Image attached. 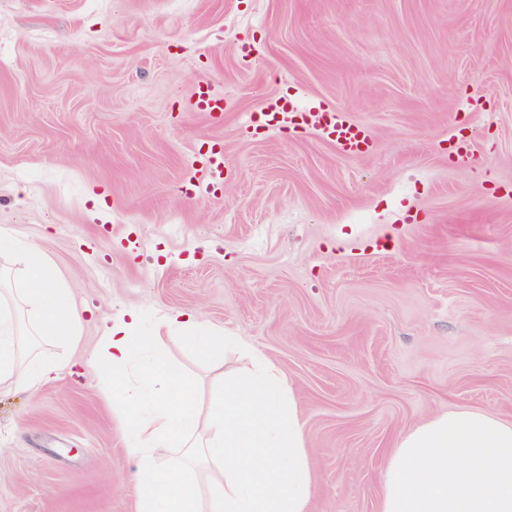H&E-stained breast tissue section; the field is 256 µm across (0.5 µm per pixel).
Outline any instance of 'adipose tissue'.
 Returning a JSON list of instances; mask_svg holds the SVG:
<instances>
[{
    "mask_svg": "<svg viewBox=\"0 0 512 512\" xmlns=\"http://www.w3.org/2000/svg\"><path fill=\"white\" fill-rule=\"evenodd\" d=\"M1 256L26 272L27 283L18 291L22 316L0 303V383L30 387L59 366L34 338L75 341L82 318L41 249L0 229ZM189 319L165 316L153 336L139 334L134 315L99 326L96 363L112 371L139 463L137 512H309L305 424L286 374L239 337H191L204 356L232 348L251 364L225 381L208 427H201L193 389L158 336ZM379 512H512V422L462 410L417 424L388 454Z\"/></svg>",
    "mask_w": 512,
    "mask_h": 512,
    "instance_id": "adipose-tissue-1",
    "label": "adipose tissue"
}]
</instances>
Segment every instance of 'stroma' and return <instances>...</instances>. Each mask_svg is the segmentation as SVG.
I'll use <instances>...</instances> for the list:
<instances>
[{
  "mask_svg": "<svg viewBox=\"0 0 512 512\" xmlns=\"http://www.w3.org/2000/svg\"><path fill=\"white\" fill-rule=\"evenodd\" d=\"M224 109L193 112L199 83ZM363 128L361 152L266 106ZM224 188L188 198L204 144ZM0 228L85 323L0 388V512H136L100 320L175 310L283 369L311 512H377L385 457L444 412L512 420V0H0ZM162 347L207 410L243 360Z\"/></svg>",
  "mask_w": 512,
  "mask_h": 512,
  "instance_id": "obj_1",
  "label": "stroma"
}]
</instances>
